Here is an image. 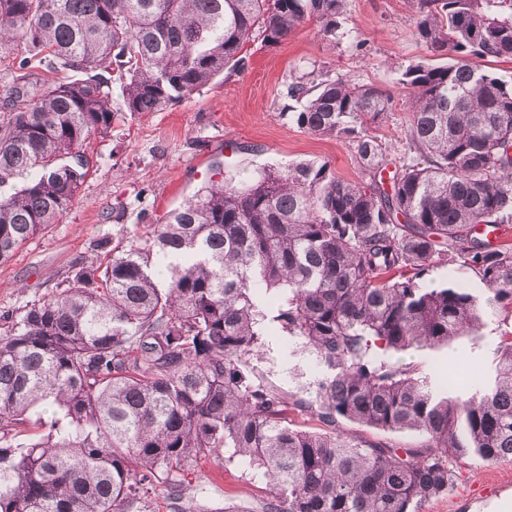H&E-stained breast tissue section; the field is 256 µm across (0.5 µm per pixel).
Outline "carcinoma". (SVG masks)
<instances>
[{
    "label": "carcinoma",
    "instance_id": "carcinoma-1",
    "mask_svg": "<svg viewBox=\"0 0 512 512\" xmlns=\"http://www.w3.org/2000/svg\"><path fill=\"white\" fill-rule=\"evenodd\" d=\"M415 35L448 64L402 66L406 148L371 132L389 94L313 69L286 87L288 118L352 142L358 180L325 163L210 180L143 235L103 238L54 295L0 315V512H147L188 462L224 449L268 480L246 512H421L471 458H512V330L492 386L444 396L394 355L512 324V0H412ZM348 0H0V264L71 206L85 144L112 131V84L132 115L161 112L245 69L253 34L278 45L313 22L330 44ZM39 67L43 73H34ZM394 169L387 170L388 166ZM389 171L388 182L378 174ZM437 264L461 281L423 288ZM278 297L269 310L255 290ZM274 328L322 376L287 393L257 369ZM38 409L41 432L19 425ZM315 418L294 427L288 413ZM415 431L398 448L347 432Z\"/></svg>",
    "mask_w": 512,
    "mask_h": 512
}]
</instances>
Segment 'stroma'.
I'll return each instance as SVG.
<instances>
[{
    "mask_svg": "<svg viewBox=\"0 0 512 512\" xmlns=\"http://www.w3.org/2000/svg\"><path fill=\"white\" fill-rule=\"evenodd\" d=\"M412 14L408 0H349L335 46H328L312 24L273 47L253 37L244 48L243 71L221 75L160 112L124 115L121 88L113 86L111 107L120 117L110 134L88 141L94 166L72 205L58 223L0 264V312H18L52 296L73 263L90 256L94 241L141 233L140 211L159 216L181 204L201 186L198 171L245 180L266 165L307 160L328 163L341 178H358L352 145L312 136L282 114L286 84L312 68L389 92L392 110L375 133L401 147L406 106L400 65L446 61L414 36ZM502 330L491 317L478 335L455 338L441 349H413L398 360L418 366L435 385H447L453 377L476 389L493 371ZM260 367L289 393L313 389L317 378L308 353L285 336L269 337ZM186 476V496L204 512H224L229 505L270 494L260 473L225 465L220 455L189 462ZM508 483L512 459L467 461L458 467L448 493L425 503L422 512H512V492L499 491Z\"/></svg>",
    "mask_w": 512,
    "mask_h": 512,
    "instance_id": "obj_1",
    "label": "stroma"
}]
</instances>
